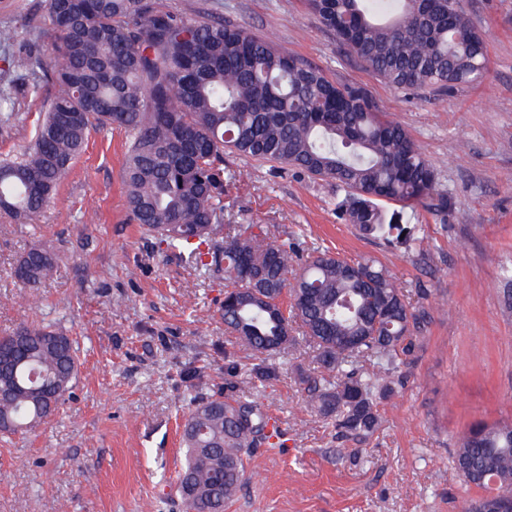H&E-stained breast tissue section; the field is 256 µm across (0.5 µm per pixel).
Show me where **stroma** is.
<instances>
[{"mask_svg":"<svg viewBox=\"0 0 512 512\" xmlns=\"http://www.w3.org/2000/svg\"><path fill=\"white\" fill-rule=\"evenodd\" d=\"M195 18L246 27L364 87L432 162L434 206L384 209L408 240L365 239L340 217L347 191L281 165L233 154L238 180L224 209L273 227L302 255L314 248L382 262L417 313L416 346L401 386L378 405L381 429L358 457L308 403L296 366L304 344L261 358L224 327V265H194L158 247L131 221L124 131H93L57 198L32 220L0 214V336L50 324L80 344L69 397L46 424L0 439V512H184L176 491L182 424L195 404L244 390L248 370L276 366L257 399L279 425L251 449L248 479L224 512H467L479 489L452 464L456 438L480 422H512V0H460L483 35L488 71L445 96L396 90L352 56L305 0H166ZM0 82L14 86L15 118L0 123V157L33 139L42 119L31 78L12 56L47 54L46 0H0ZM56 254L53 278L29 292L14 270L32 243ZM236 372H227L228 362Z\"/></svg>","mask_w":512,"mask_h":512,"instance_id":"35a3bbf8","label":"stroma"}]
</instances>
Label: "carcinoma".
<instances>
[{
    "mask_svg": "<svg viewBox=\"0 0 512 512\" xmlns=\"http://www.w3.org/2000/svg\"><path fill=\"white\" fill-rule=\"evenodd\" d=\"M48 55L13 57L17 72L43 77L49 107L23 153L0 159V212L26 220L51 204L90 132L121 128L129 139L124 177L133 221L159 245L203 264L211 232L224 226V280L233 303L224 325L236 343L269 355L302 339L314 371L300 372L311 406L338 436L361 444L381 425L416 339L420 316L372 259L316 250L288 279V245L254 224L224 223V152L294 167L348 189L347 223L363 236L405 228L381 203L433 200L435 171L415 141L365 89L330 80L294 53L244 28L189 18L160 0H46ZM324 27L395 89L452 92L481 82L487 47L448 0H307ZM22 283L50 279L55 255L34 245ZM301 337L293 336L294 332ZM18 360L0 369V434L46 422L71 388L77 348L51 326L0 336ZM267 417L241 393L202 402L183 428L177 492L196 512H224L246 481L245 456L267 442ZM464 481L484 491L471 504L512 493V423H479L453 454Z\"/></svg>",
    "mask_w": 512,
    "mask_h": 512,
    "instance_id": "cac0c4a2",
    "label": "carcinoma"
}]
</instances>
